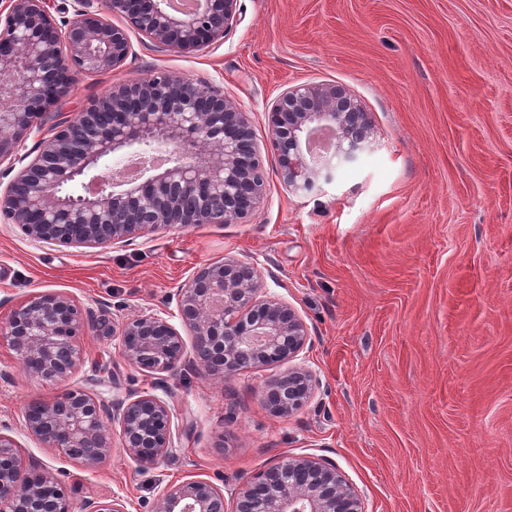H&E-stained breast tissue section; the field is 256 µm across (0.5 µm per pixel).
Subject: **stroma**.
Returning a JSON list of instances; mask_svg holds the SVG:
<instances>
[{
	"label": "stroma",
	"mask_w": 512,
	"mask_h": 512,
	"mask_svg": "<svg viewBox=\"0 0 512 512\" xmlns=\"http://www.w3.org/2000/svg\"><path fill=\"white\" fill-rule=\"evenodd\" d=\"M222 43L181 54L131 34L125 65L81 76L62 116L117 84L164 70L223 87L249 112L267 179L241 223L155 232L120 248L30 241L0 223V322L39 292L93 320L144 310L176 319V289L213 261L256 263L310 342L290 361L231 378L130 366L95 329L77 337L66 383L28 375L0 341V432L66 485L73 502L117 496L151 512L191 476L231 492L281 458L333 461L367 512H512V0H239ZM335 84L373 126L332 183L292 192L267 141V112L298 84ZM310 368L313 398L274 415L266 384ZM105 398L147 391L178 421L151 464L120 442L95 467L44 447L25 426L64 388Z\"/></svg>",
	"instance_id": "1"
}]
</instances>
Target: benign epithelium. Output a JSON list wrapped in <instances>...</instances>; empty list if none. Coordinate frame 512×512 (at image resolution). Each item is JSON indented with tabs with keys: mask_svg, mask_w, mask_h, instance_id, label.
I'll return each mask as SVG.
<instances>
[{
	"mask_svg": "<svg viewBox=\"0 0 512 512\" xmlns=\"http://www.w3.org/2000/svg\"><path fill=\"white\" fill-rule=\"evenodd\" d=\"M0 8V163L12 174L0 188V221L30 240L75 248L129 244L159 229L246 220L266 197L263 163L249 113L204 81L157 73L112 87L71 120L51 126L34 158L25 141L52 119L54 107L79 75L122 67L132 54L129 31L181 54L224 41L239 21L238 0H195L175 11L169 0H6ZM270 144L288 190L331 180L333 164L353 163L373 134L368 113L334 84L284 90L267 113ZM93 189L66 187L93 169ZM179 324L151 310L107 335L123 358L143 371L174 374L189 361L231 377L296 357L309 330L288 302L261 288L251 262L207 264L176 291ZM85 318L71 297L38 293L0 324L29 375L62 381L80 359L76 336ZM192 336L186 350L181 331ZM307 369L271 383L266 403L288 416L316 387ZM27 429L48 448L98 464L112 452L110 423L121 447L151 464L172 450L174 417L148 392L106 400L67 389L34 401ZM0 512H75L66 486L39 464H24L16 441L0 432ZM80 512H127L119 497L89 500ZM155 512H366L336 465L324 457L288 456L225 498L206 479L169 485Z\"/></svg>",
	"mask_w": 512,
	"mask_h": 512,
	"instance_id": "benign-epithelium-1",
	"label": "benign epithelium"
}]
</instances>
